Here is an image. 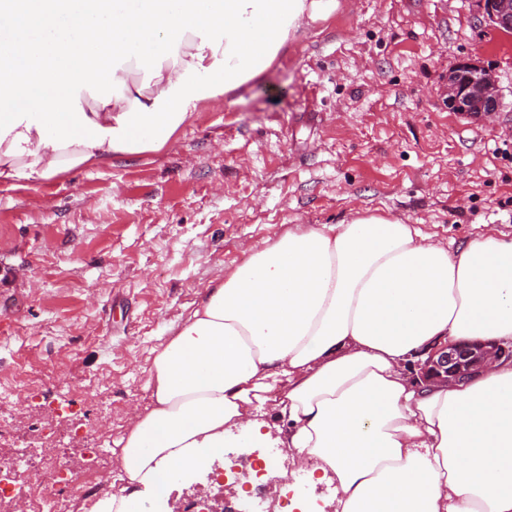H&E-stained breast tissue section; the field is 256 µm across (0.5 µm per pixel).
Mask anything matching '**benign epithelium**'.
I'll return each mask as SVG.
<instances>
[{
	"label": "benign epithelium",
	"instance_id": "7a95c632",
	"mask_svg": "<svg viewBox=\"0 0 512 512\" xmlns=\"http://www.w3.org/2000/svg\"><path fill=\"white\" fill-rule=\"evenodd\" d=\"M486 20L512 31V0H481ZM448 108L480 118L499 111L501 93L495 76L471 61L457 63L448 71ZM421 359L409 365L412 382L434 386L464 382L496 361H512V343L461 342L439 339L420 353Z\"/></svg>",
	"mask_w": 512,
	"mask_h": 512
}]
</instances>
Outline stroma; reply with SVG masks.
I'll list each match as a JSON object with an SVG mask.
<instances>
[{
    "label": "stroma",
    "mask_w": 512,
    "mask_h": 512,
    "mask_svg": "<svg viewBox=\"0 0 512 512\" xmlns=\"http://www.w3.org/2000/svg\"><path fill=\"white\" fill-rule=\"evenodd\" d=\"M471 59L503 106L472 121L446 102ZM391 213L444 245L512 233V33L478 0H341L257 81L204 109L176 143L137 160L0 184V448L33 447L73 472L92 441L111 455L130 409L150 399L153 351L200 301L201 282L295 227ZM55 372L39 382L41 368ZM255 448H228L238 477L204 481L238 505ZM326 512L330 487L279 466L261 501L287 489Z\"/></svg>",
    "instance_id": "1"
}]
</instances>
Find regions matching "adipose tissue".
I'll return each instance as SVG.
<instances>
[{"instance_id": "obj_1", "label": "adipose tissue", "mask_w": 512, "mask_h": 512, "mask_svg": "<svg viewBox=\"0 0 512 512\" xmlns=\"http://www.w3.org/2000/svg\"><path fill=\"white\" fill-rule=\"evenodd\" d=\"M340 0H0V183L171 147ZM202 286L95 512H173L227 448H284L334 512H512V362L417 387L437 337L512 340V238L448 250L383 215L290 229Z\"/></svg>"}]
</instances>
